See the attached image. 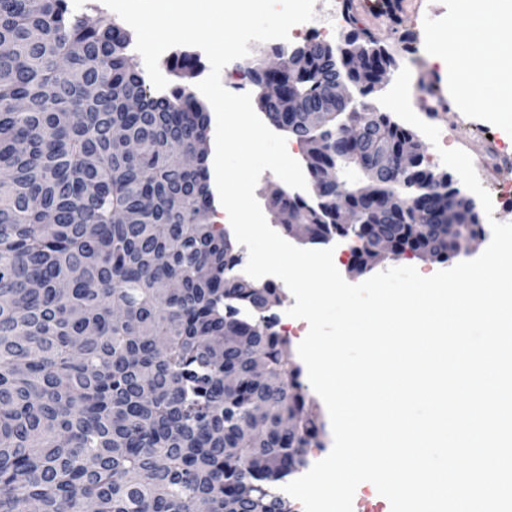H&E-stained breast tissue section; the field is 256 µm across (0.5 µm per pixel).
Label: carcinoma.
<instances>
[{
	"label": "carcinoma",
	"mask_w": 512,
	"mask_h": 512,
	"mask_svg": "<svg viewBox=\"0 0 512 512\" xmlns=\"http://www.w3.org/2000/svg\"><path fill=\"white\" fill-rule=\"evenodd\" d=\"M368 76L336 69L313 39L298 71L246 59L261 112L305 146L317 204L279 188L268 200L304 243L341 237L361 263L383 239L398 258L448 251L437 174L421 162L367 195L371 144L342 138L371 124L395 150L415 133L363 99L393 64L363 29L346 33ZM132 36L91 24L67 0H0V512H290L279 491L322 447L289 341L272 309L279 288L241 272L211 223V117L192 80L196 51L165 61L155 93L131 61ZM343 79L361 100L332 91ZM330 119L308 127L306 111ZM408 198L395 211L393 195ZM362 225L336 223V200ZM464 237L485 234L479 216Z\"/></svg>",
	"instance_id": "cac0c4a2"
}]
</instances>
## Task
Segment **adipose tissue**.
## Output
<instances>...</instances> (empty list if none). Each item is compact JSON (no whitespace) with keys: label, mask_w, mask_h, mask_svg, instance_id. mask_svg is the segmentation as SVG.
Wrapping results in <instances>:
<instances>
[{"label":"adipose tissue","mask_w":512,"mask_h":512,"mask_svg":"<svg viewBox=\"0 0 512 512\" xmlns=\"http://www.w3.org/2000/svg\"><path fill=\"white\" fill-rule=\"evenodd\" d=\"M450 29L453 36L436 48L435 62L448 66L459 50L480 44L485 58L481 77L473 81L459 73L455 79L465 101L492 98L495 105L488 110V119L511 131L512 58L503 55L502 46L512 40V0H466L459 20L453 21Z\"/></svg>","instance_id":"ef3b65f1"}]
</instances>
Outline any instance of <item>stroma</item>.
<instances>
[{"label": "stroma", "mask_w": 512, "mask_h": 512, "mask_svg": "<svg viewBox=\"0 0 512 512\" xmlns=\"http://www.w3.org/2000/svg\"><path fill=\"white\" fill-rule=\"evenodd\" d=\"M352 12L361 27L367 28L377 45L386 49L394 64L376 94L367 97L370 107H378L379 94L388 91L402 68H410L411 104L425 122L440 128L438 143L424 142L428 167L437 173L445 167L438 147L460 148L470 154L476 173L486 189L512 188V167H497V159H512V146L505 130L487 120L466 103L457 102L449 84H436L442 69L431 57L435 33L445 31L449 16L455 14L457 0H401L397 12L378 14V0H352Z\"/></svg>", "instance_id": "1"}]
</instances>
